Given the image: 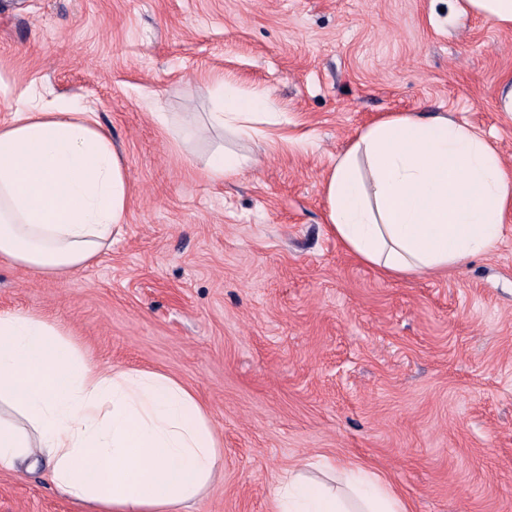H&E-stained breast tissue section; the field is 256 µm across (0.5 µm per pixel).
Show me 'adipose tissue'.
<instances>
[{"label": "adipose tissue", "instance_id": "1", "mask_svg": "<svg viewBox=\"0 0 512 512\" xmlns=\"http://www.w3.org/2000/svg\"><path fill=\"white\" fill-rule=\"evenodd\" d=\"M210 127L265 139L268 93L219 77ZM130 178L93 113L31 104L0 123V257L52 276L94 264L126 220ZM340 244L392 278L448 271L487 252L512 209V176L469 125L399 113L367 126L323 182ZM41 461L88 512H181L215 480L220 444L177 379L101 369L55 322L0 311V469ZM336 484L285 470L274 512H410L379 475L322 458Z\"/></svg>", "mask_w": 512, "mask_h": 512}]
</instances>
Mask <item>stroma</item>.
<instances>
[{"instance_id":"obj_1","label":"stroma","mask_w":512,"mask_h":512,"mask_svg":"<svg viewBox=\"0 0 512 512\" xmlns=\"http://www.w3.org/2000/svg\"><path fill=\"white\" fill-rule=\"evenodd\" d=\"M448 0H0V119L29 94L96 113L132 198L99 260L52 277L0 260V310L56 322L101 368L192 388L220 472L184 512H272L281 472L326 456L412 512H512V212L458 271L394 279L329 230L323 177L392 112L452 117L512 172V28ZM269 91L303 143L200 125L212 75ZM253 163L224 182L217 147ZM0 512H83L42 472L0 471Z\"/></svg>"}]
</instances>
